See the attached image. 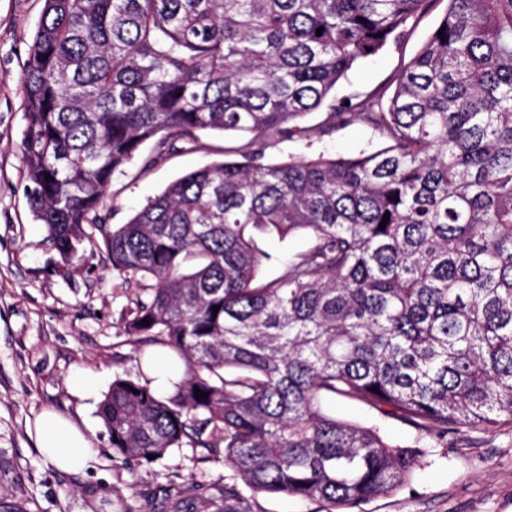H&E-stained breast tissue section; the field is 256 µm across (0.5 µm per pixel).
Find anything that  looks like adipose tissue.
Wrapping results in <instances>:
<instances>
[{"mask_svg": "<svg viewBox=\"0 0 512 512\" xmlns=\"http://www.w3.org/2000/svg\"><path fill=\"white\" fill-rule=\"evenodd\" d=\"M34 435L39 452L59 470H84L93 458L94 448L89 434L59 413H43L34 424Z\"/></svg>", "mask_w": 512, "mask_h": 512, "instance_id": "obj_1", "label": "adipose tissue"}]
</instances>
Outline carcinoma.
<instances>
[{
    "mask_svg": "<svg viewBox=\"0 0 512 512\" xmlns=\"http://www.w3.org/2000/svg\"><path fill=\"white\" fill-rule=\"evenodd\" d=\"M430 2L44 0L21 79L33 216L66 261L104 251L142 292L126 334L183 367L165 393L112 382L115 453L151 464L187 439L256 494L346 512L408 482L428 439L512 423V0H448L393 91L331 106L324 130L365 123L385 147L263 162L262 134L309 138L303 117ZM201 131L250 138L101 223L142 144L150 168ZM299 231L308 249L265 278L258 240ZM336 396L416 434L339 420ZM224 512H250L234 484Z\"/></svg>",
    "mask_w": 512,
    "mask_h": 512,
    "instance_id": "1",
    "label": "carcinoma"
}]
</instances>
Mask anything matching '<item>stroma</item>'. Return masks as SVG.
Instances as JSON below:
<instances>
[{
  "label": "stroma",
  "instance_id": "35a3bbf8",
  "mask_svg": "<svg viewBox=\"0 0 512 512\" xmlns=\"http://www.w3.org/2000/svg\"><path fill=\"white\" fill-rule=\"evenodd\" d=\"M44 0H0V512H217L236 478L220 448L191 443L145 465L116 454L97 415L100 395L116 378L137 377L139 347L124 331L136 289L126 287L100 251H85L71 269L33 217L22 158L25 127L21 77ZM447 0H432L411 24L407 38L358 63L336 87V97L369 99L388 86L432 34ZM324 110L307 114L311 140L265 137V159L356 155L382 148L367 124L325 133ZM236 137L199 133L166 159L146 169L153 151L144 143L123 173L115 175L101 208L119 227L173 180L229 157ZM99 378L97 397L71 394L66 380L75 369ZM52 409L90 428L94 456L78 473L55 469L34 446L30 430ZM337 418L380 422L397 439L413 430L394 419L376 420L363 403L336 398ZM354 512H512V426L459 428L447 447L427 449L412 482L362 503Z\"/></svg>",
  "mask_w": 512,
  "mask_h": 512
}]
</instances>
